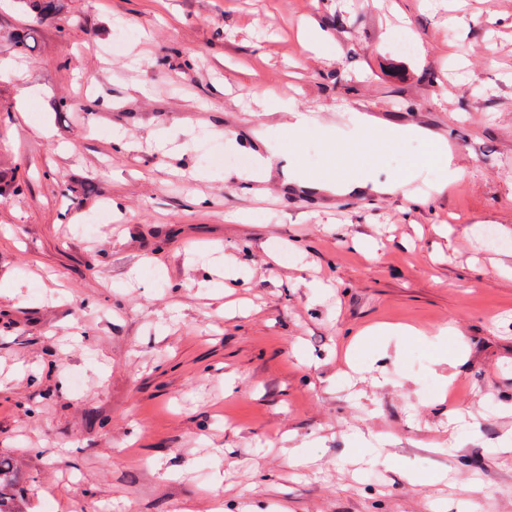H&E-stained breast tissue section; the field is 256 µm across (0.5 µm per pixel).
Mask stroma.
<instances>
[{
	"instance_id": "stroma-1",
	"label": "stroma",
	"mask_w": 512,
	"mask_h": 512,
	"mask_svg": "<svg viewBox=\"0 0 512 512\" xmlns=\"http://www.w3.org/2000/svg\"><path fill=\"white\" fill-rule=\"evenodd\" d=\"M342 10L0 7V174L28 177L0 201V454L32 512H512V249L486 240L512 241V0ZM288 102L345 128L365 107L396 175L454 140L462 185L439 199L426 168L409 196L335 194L348 146L315 127L290 157L303 185L279 163L262 189L224 182L282 142ZM408 125L421 138L390 137ZM12 2L16 8L37 20H44L53 13L57 0H13Z\"/></svg>"
}]
</instances>
